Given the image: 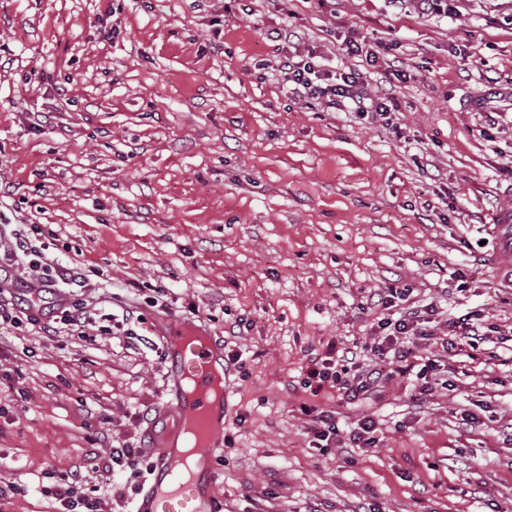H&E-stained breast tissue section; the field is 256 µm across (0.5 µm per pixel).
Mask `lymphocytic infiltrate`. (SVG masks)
Segmentation results:
<instances>
[{
	"instance_id": "lymphocytic-infiltrate-1",
	"label": "lymphocytic infiltrate",
	"mask_w": 512,
	"mask_h": 512,
	"mask_svg": "<svg viewBox=\"0 0 512 512\" xmlns=\"http://www.w3.org/2000/svg\"><path fill=\"white\" fill-rule=\"evenodd\" d=\"M271 69L277 81L299 99H323L332 107L349 101L357 111L375 118L386 117L396 109L393 99L367 94L363 72L333 76L311 54H285ZM76 281L74 269L50 258L44 242L24 236L19 229L12 236H0V325L39 327L48 319L72 329L83 328L87 316L74 302ZM412 293L409 287L389 289L377 300L387 315L378 320L370 336L350 345L328 342L322 354L310 359L304 386L312 398L331 388L351 403L378 395L382 382L397 377L412 381L418 395L425 396L433 391L430 374L488 340L489 334L475 314L446 319L445 332L435 333L430 324L435 304H416ZM19 296L24 306L15 305ZM392 308L397 309V317L389 316ZM300 411L309 418L316 442L346 440L360 448L375 443L377 422L372 416H363L345 432L340 430L335 413L312 399L302 403Z\"/></svg>"
}]
</instances>
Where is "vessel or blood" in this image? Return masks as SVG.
Here are the masks:
<instances>
[{"label":"vessel or blood","instance_id":"b4317fda","mask_svg":"<svg viewBox=\"0 0 512 512\" xmlns=\"http://www.w3.org/2000/svg\"><path fill=\"white\" fill-rule=\"evenodd\" d=\"M204 326L169 319L164 345L171 400L157 411L170 428L158 437L152 479L140 491L137 512H215L211 466L224 434L227 400L213 401L209 387L224 368V349L215 341L182 342L187 328Z\"/></svg>","mask_w":512,"mask_h":512}]
</instances>
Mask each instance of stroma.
<instances>
[{"instance_id": "35a3bbf8", "label": "stroma", "mask_w": 512, "mask_h": 512, "mask_svg": "<svg viewBox=\"0 0 512 512\" xmlns=\"http://www.w3.org/2000/svg\"><path fill=\"white\" fill-rule=\"evenodd\" d=\"M366 72L397 104L298 100L265 65L281 43ZM355 40L363 55L340 54ZM375 53L366 61L365 52ZM512 0H0V221L35 225L77 268L84 332L0 329V512H60L61 479L133 512L143 480L99 459L170 398L152 316L202 319L248 363L230 376L217 512H512ZM464 291H457V283ZM409 286L491 327L415 400L369 414L375 448L312 447L311 354L359 340L373 294ZM141 315L128 338L123 311ZM480 418L462 429L461 408Z\"/></svg>"}]
</instances>
